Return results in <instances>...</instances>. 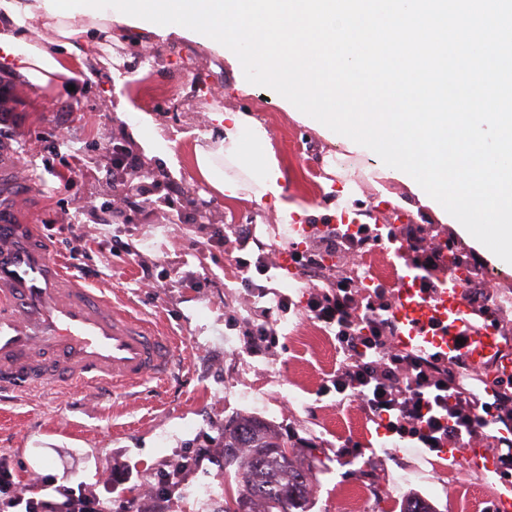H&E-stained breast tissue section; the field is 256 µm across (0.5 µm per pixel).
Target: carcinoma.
I'll use <instances>...</instances> for the list:
<instances>
[{"instance_id":"1","label":"carcinoma","mask_w":512,"mask_h":512,"mask_svg":"<svg viewBox=\"0 0 512 512\" xmlns=\"http://www.w3.org/2000/svg\"><path fill=\"white\" fill-rule=\"evenodd\" d=\"M402 239L419 257L429 255L453 241H435L419 224L403 228ZM224 466L233 467L237 497L224 500L222 512H298L309 493L310 464L295 451V445L280 438L266 421L245 415L224 425ZM195 465V456L184 455L178 466L155 473L151 485L158 492L180 485L184 473Z\"/></svg>"}]
</instances>
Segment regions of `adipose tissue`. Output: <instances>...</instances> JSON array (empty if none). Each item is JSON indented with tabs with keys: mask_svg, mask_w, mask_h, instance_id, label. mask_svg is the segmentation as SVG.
Here are the masks:
<instances>
[{
	"mask_svg": "<svg viewBox=\"0 0 512 512\" xmlns=\"http://www.w3.org/2000/svg\"><path fill=\"white\" fill-rule=\"evenodd\" d=\"M114 13L62 17L48 13L44 0H0V69L13 79L57 93L81 83L115 77L105 56L112 51ZM113 111L125 124L124 135L147 158L176 167L172 151L150 114L134 111L116 94ZM211 128L194 147L195 173L215 195L247 202L274 200L280 223L293 220L295 208L284 199L283 174L267 129L249 112L207 114Z\"/></svg>",
	"mask_w": 512,
	"mask_h": 512,
	"instance_id": "1",
	"label": "adipose tissue"
}]
</instances>
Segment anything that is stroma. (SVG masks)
<instances>
[{
    "label": "stroma",
    "mask_w": 512,
    "mask_h": 512,
    "mask_svg": "<svg viewBox=\"0 0 512 512\" xmlns=\"http://www.w3.org/2000/svg\"><path fill=\"white\" fill-rule=\"evenodd\" d=\"M123 92L136 110L152 114L178 157L171 174L161 161L139 158L142 185L158 207H133L116 197L109 157L123 142L108 87L84 84L48 97L0 71V110L14 126L0 130L28 164L41 188L29 223H50L60 259L87 252L92 288L153 323L177 344L168 382H154L88 403L83 395L49 386L0 396V465L11 475L0 495H38L30 473L44 483L111 500L114 512H202L193 499L154 498L139 491L159 469L194 452L198 463L184 481L236 495L224 470L226 421L253 415L296 442L312 466L306 512H403L414 498L433 512H486L503 489L497 475L452 464L448 458L393 446L362 409L328 385L344 355L333 326L313 319L309 288L277 262L279 246L323 248L327 225L341 213L359 223L427 224L455 238L450 224L421 206L411 190L376 164L371 152L329 143L312 124L296 120L263 86L240 89L237 69L189 39L159 40L125 28L112 42ZM251 112L263 121L286 176L289 202L302 207L307 234L279 224L273 202L237 203L208 197L192 177L193 149L210 125L211 106ZM83 174L63 175L70 155ZM226 244H212L215 234ZM128 243L137 258L116 256ZM291 306L280 310L281 297ZM274 343H254L248 331L264 323ZM354 444L352 462L336 455Z\"/></svg>",
    "instance_id": "obj_1"
}]
</instances>
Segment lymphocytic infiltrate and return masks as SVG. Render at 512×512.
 I'll use <instances>...</instances> for the list:
<instances>
[{"label":"lymphocytic infiltrate","mask_w":512,"mask_h":512,"mask_svg":"<svg viewBox=\"0 0 512 512\" xmlns=\"http://www.w3.org/2000/svg\"><path fill=\"white\" fill-rule=\"evenodd\" d=\"M307 307L313 318L335 325L337 347L349 358L332 380L337 394H350L389 435L412 448L432 452L458 429L477 431L485 416L512 417V405L483 407L463 395L448 359L396 345V326L382 317L392 307L388 289L362 302L354 288H316Z\"/></svg>","instance_id":"1"}]
</instances>
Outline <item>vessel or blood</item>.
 <instances>
[{
	"label": "vessel or blood",
	"mask_w": 512,
	"mask_h": 512,
	"mask_svg": "<svg viewBox=\"0 0 512 512\" xmlns=\"http://www.w3.org/2000/svg\"><path fill=\"white\" fill-rule=\"evenodd\" d=\"M34 190L20 174L18 155L0 141V393L47 385L79 388L97 395L169 377L176 360L170 337L134 317L68 273L48 239L27 224ZM429 312L398 321V343L455 354V324L432 291H421ZM465 353L482 363L496 337L491 324ZM465 453L468 469L496 472L497 458L483 443L458 449L444 444L441 455Z\"/></svg>",
	"instance_id": "1"
}]
</instances>
